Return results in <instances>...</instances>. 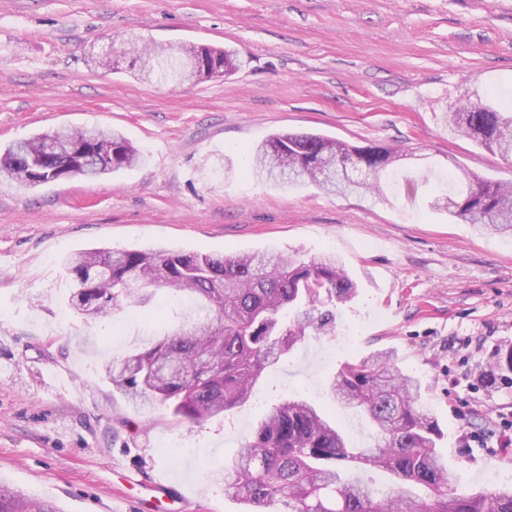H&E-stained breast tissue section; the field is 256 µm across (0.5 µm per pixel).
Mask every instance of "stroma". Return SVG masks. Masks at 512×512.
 <instances>
[{"label": "stroma", "mask_w": 512, "mask_h": 512, "mask_svg": "<svg viewBox=\"0 0 512 512\" xmlns=\"http://www.w3.org/2000/svg\"><path fill=\"white\" fill-rule=\"evenodd\" d=\"M135 43L220 47L236 67L182 83L96 65ZM488 90L512 96V0H0V150L100 126L145 156L105 179H0V484L59 512H135L124 476L162 473L187 512H242L207 469L272 406L325 402L349 357L390 350L422 381L450 486L512 485V384L484 381L512 348V238L426 207L451 154L512 183V160L443 120ZM311 130L397 148L383 197L253 174L251 150L269 135ZM95 247L333 253L357 295L245 406L196 425L106 380V364L156 328L135 306L96 322L69 306L60 259Z\"/></svg>", "instance_id": "obj_1"}]
</instances>
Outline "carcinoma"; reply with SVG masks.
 <instances>
[{"mask_svg": "<svg viewBox=\"0 0 512 512\" xmlns=\"http://www.w3.org/2000/svg\"><path fill=\"white\" fill-rule=\"evenodd\" d=\"M198 77L232 71L228 55L207 45L188 51ZM130 73L183 79L186 57L169 46L157 53L127 52ZM455 133L512 158V107L495 91L476 96L466 111L449 109ZM392 152L354 147L322 133H273L255 150L256 174L280 184L309 180L339 194L359 187L348 165L369 170L365 190L381 191ZM144 162L122 135L100 129L57 130L11 144L0 173L28 186L81 177L95 180ZM448 192L430 209L512 237V186L448 170ZM75 291L70 305L92 320L112 317L124 302L143 307L165 289L197 301L202 316L182 321L105 374L130 401L168 407L181 421L199 424L245 405L264 374L277 366L308 330L334 319L329 306L350 301L355 284L332 255L298 260L268 249L257 255L98 248L61 259ZM512 374V351L498 355L484 374L495 385ZM326 393L371 424L370 442L349 446L336 419L314 402L295 397L272 407L251 440L224 460V495L248 512H512V487L458 490L438 448V421L420 406L422 383L403 374L392 354L379 351L345 362ZM379 468L393 485L380 490L355 475ZM0 512H59L0 484Z\"/></svg>", "mask_w": 512, "mask_h": 512, "instance_id": "1", "label": "carcinoma"}]
</instances>
